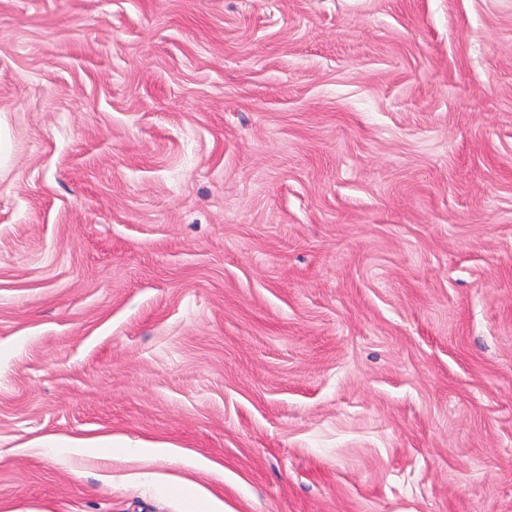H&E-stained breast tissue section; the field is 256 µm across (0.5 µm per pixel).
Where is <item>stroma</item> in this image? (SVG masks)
Returning a JSON list of instances; mask_svg holds the SVG:
<instances>
[{"instance_id":"stroma-1","label":"stroma","mask_w":512,"mask_h":512,"mask_svg":"<svg viewBox=\"0 0 512 512\" xmlns=\"http://www.w3.org/2000/svg\"><path fill=\"white\" fill-rule=\"evenodd\" d=\"M202 499L512 512V0H0V512Z\"/></svg>"}]
</instances>
